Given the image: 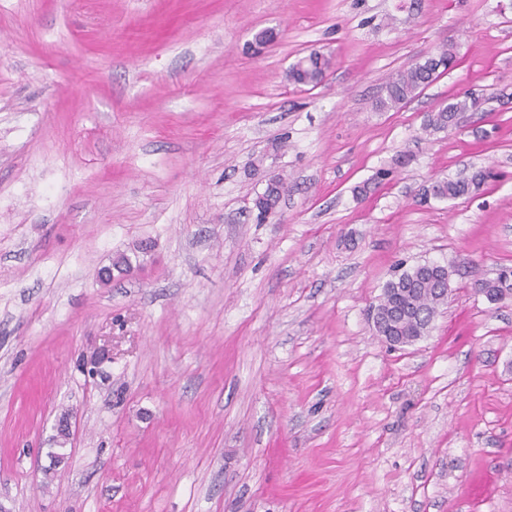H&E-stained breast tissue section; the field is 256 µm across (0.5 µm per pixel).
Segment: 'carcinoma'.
Listing matches in <instances>:
<instances>
[{"label":"carcinoma","mask_w":512,"mask_h":512,"mask_svg":"<svg viewBox=\"0 0 512 512\" xmlns=\"http://www.w3.org/2000/svg\"><path fill=\"white\" fill-rule=\"evenodd\" d=\"M457 60V49L451 47L401 70L386 83L385 95L378 98L376 108L385 111L411 101L440 74L452 70ZM331 65V57L312 51L292 65L289 78L296 85L315 87L321 83ZM474 111V97L464 92L426 116L424 129L446 132L454 114ZM486 179V171L482 169L465 171L452 178L437 179L429 188L431 196L436 199L455 200L477 192ZM282 188L283 184L279 180L267 184L264 192L255 199L259 214L265 215L275 208ZM449 277L448 266L438 263L429 267L421 263L404 269L386 282L374 308L391 307L399 311V315L392 321L394 335L424 336L432 328L439 308L447 301L445 290L449 288ZM397 288L403 289V294L395 292Z\"/></svg>","instance_id":"cac0c4a2"}]
</instances>
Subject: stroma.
<instances>
[{"label":"stroma","mask_w":512,"mask_h":512,"mask_svg":"<svg viewBox=\"0 0 512 512\" xmlns=\"http://www.w3.org/2000/svg\"><path fill=\"white\" fill-rule=\"evenodd\" d=\"M427 261L448 303L391 348L369 309ZM506 268L512 0H0L6 512H512V298L474 292ZM457 60V49L451 47L411 64L386 83L385 95L378 98L376 108L385 111L411 101L440 74L452 71ZM331 65V57L311 51L292 65L289 70V78L293 84L315 87L321 83ZM476 111V101L469 93H462L452 99L451 102L441 105L434 112H431L424 121L425 131L446 132L449 128H455L460 120V116H455L453 122L449 124L451 117L455 113L464 114L466 112ZM486 179V171L482 169L465 171L452 178L437 179L429 188L433 198L455 200L477 192ZM283 184L281 181H272L267 184L264 192L255 199V207L259 214L265 215L273 210L279 201Z\"/></svg>","instance_id":"35a3bbf8"}]
</instances>
